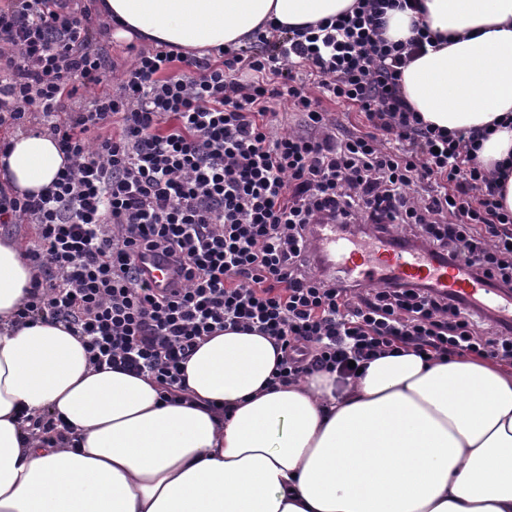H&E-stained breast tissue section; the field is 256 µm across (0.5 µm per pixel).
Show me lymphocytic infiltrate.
Wrapping results in <instances>:
<instances>
[{
  "mask_svg": "<svg viewBox=\"0 0 512 512\" xmlns=\"http://www.w3.org/2000/svg\"><path fill=\"white\" fill-rule=\"evenodd\" d=\"M406 9L419 0H355L315 26L258 32L257 52L217 61L169 44L119 71L73 0H0V126L39 113L66 157L45 192L0 188V223L35 229L20 318L64 323L91 365L169 395L200 342L228 327L279 344L274 385L354 378L403 347L511 362L512 336L489 317L425 284L332 277L314 251L321 224L408 228L411 245L512 290V214L476 161L478 133H445L401 95L430 40L387 37L388 11ZM326 100L363 112L364 129ZM275 103L294 126H277ZM147 253L178 267L176 288L144 279Z\"/></svg>",
  "mask_w": 512,
  "mask_h": 512,
  "instance_id": "obj_1",
  "label": "lymphocytic infiltrate"
}]
</instances>
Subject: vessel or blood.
<instances>
[{
	"mask_svg": "<svg viewBox=\"0 0 512 512\" xmlns=\"http://www.w3.org/2000/svg\"><path fill=\"white\" fill-rule=\"evenodd\" d=\"M359 246L342 234L337 225H320L314 241L316 253L329 270L365 287L389 280L403 283L423 281L440 292L461 299L477 314L488 313L512 330V292L494 287L487 279L472 276L439 260L430 251L395 243L389 236L369 233ZM152 287L168 288L175 281V270L165 262L149 257L144 264Z\"/></svg>",
	"mask_w": 512,
	"mask_h": 512,
	"instance_id": "vessel-or-blood-1",
	"label": "vessel or blood"
}]
</instances>
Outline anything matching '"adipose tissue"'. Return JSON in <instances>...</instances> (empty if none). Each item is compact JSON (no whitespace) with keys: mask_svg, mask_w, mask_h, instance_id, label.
Masks as SVG:
<instances>
[{"mask_svg":"<svg viewBox=\"0 0 512 512\" xmlns=\"http://www.w3.org/2000/svg\"><path fill=\"white\" fill-rule=\"evenodd\" d=\"M354 0H101L116 33L187 50L246 46L258 27L297 29ZM436 44L402 72L425 122L486 130L478 159L512 167V0H422ZM0 180L49 186L54 138L15 134ZM35 269L0 238V512H512V367L475 354L392 353L345 386L319 373L269 388L274 341L219 331L162 399L151 378L96 370L58 322L19 319ZM70 427L46 445L18 411Z\"/></svg>","mask_w":512,"mask_h":512,"instance_id":"ef3b65f1","label":"adipose tissue"}]
</instances>
